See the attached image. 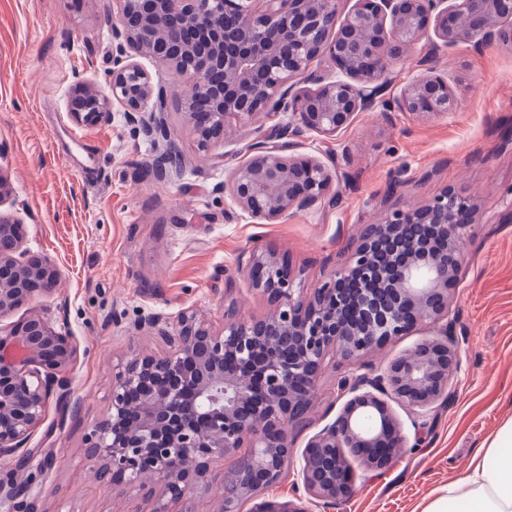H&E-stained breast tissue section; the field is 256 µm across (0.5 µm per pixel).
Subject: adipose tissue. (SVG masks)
Instances as JSON below:
<instances>
[{
    "label": "adipose tissue",
    "mask_w": 512,
    "mask_h": 512,
    "mask_svg": "<svg viewBox=\"0 0 512 512\" xmlns=\"http://www.w3.org/2000/svg\"><path fill=\"white\" fill-rule=\"evenodd\" d=\"M424 512H512V419Z\"/></svg>",
    "instance_id": "1"
}]
</instances>
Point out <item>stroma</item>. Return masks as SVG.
I'll list each match as a JSON object with an SVG mask.
<instances>
[{"label":"stroma","mask_w":512,"mask_h":512,"mask_svg":"<svg viewBox=\"0 0 512 512\" xmlns=\"http://www.w3.org/2000/svg\"><path fill=\"white\" fill-rule=\"evenodd\" d=\"M115 11V0H0V171L12 188L0 208L22 220L30 252L60 272L52 293L10 319L40 314L64 323L77 348L68 407L50 411L31 440L56 454L43 512H153L154 498L140 487L107 492L85 459L86 437L109 405L114 366L170 350L140 327L141 318L188 312L216 332L230 306L264 318L273 305L239 272L242 253L275 251L309 297L369 225L450 189L476 206L448 305V340L461 369L422 435L398 410L405 449L386 470L354 466L352 492L326 509L423 512L512 419V43L468 42L433 58L454 97L447 114L361 112L335 139L295 137L293 155L315 157L329 171L330 199L268 223L241 212L224 182L247 160V145L287 124V113L259 116L201 147L184 122L181 80L144 60L167 89L168 129L183 159L169 181L154 177V143L124 112L74 124V89L86 81L109 86ZM70 127L85 143L69 163L57 134ZM349 370L326 359L308 410L312 430L338 415L336 384Z\"/></svg>","instance_id":"35a3bbf8"}]
</instances>
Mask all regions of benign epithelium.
<instances>
[{"label": "benign epithelium", "mask_w": 512, "mask_h": 512, "mask_svg": "<svg viewBox=\"0 0 512 512\" xmlns=\"http://www.w3.org/2000/svg\"><path fill=\"white\" fill-rule=\"evenodd\" d=\"M112 25L110 93L94 82L78 86L70 112L92 124L115 108L157 149L153 174H180L182 159L168 133L167 93L141 63L152 58L186 78L185 123L204 147L232 124L260 114L288 113L277 137L306 131L330 138L359 112L408 115L448 112V79L427 68L395 94L391 72L405 51L423 63L459 44L503 41L512 0H355L337 24L343 0H118ZM336 63L325 76L320 58ZM251 157L233 168L224 192L251 218L273 223L290 210L323 201L330 176L315 158L284 155L270 139L247 146ZM443 190L416 208L395 209L351 246L349 263L307 298L293 288L288 265L272 251L239 261L273 304L263 319L224 311V331L194 315L172 324L141 322L171 347L163 357L136 356L117 365L107 414L86 439L109 488L141 476L168 512L207 482L210 462L240 456L222 480V512H240L244 499L275 486L293 454L289 432L308 426L316 380L330 355L354 371L337 381L347 397L336 420L301 451L297 480L307 505L265 501L255 512H314L352 485L347 454L367 470L389 467L407 443L396 403L415 430L448 397L459 369L447 328L384 367L359 364L362 355L418 325L436 327L464 260L466 225L455 223ZM59 270L30 253L23 223L0 212V319L53 291ZM75 357L65 325L41 315L0 328V507L36 512L53 464L49 448H32V433L52 403L67 400L64 373Z\"/></svg>", "instance_id": "1"}]
</instances>
